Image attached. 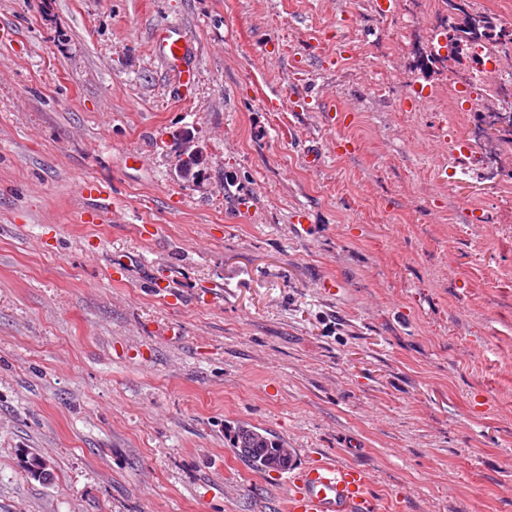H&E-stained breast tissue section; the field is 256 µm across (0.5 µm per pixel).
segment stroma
Here are the masks:
<instances>
[{
    "mask_svg": "<svg viewBox=\"0 0 512 512\" xmlns=\"http://www.w3.org/2000/svg\"><path fill=\"white\" fill-rule=\"evenodd\" d=\"M437 24L417 0H0V512H288L241 423L364 468L386 512H512V147L450 110ZM450 134L484 166H450ZM152 49L165 68L180 84L188 86L193 81L196 49L194 42L178 24H165L152 32Z\"/></svg>",
    "mask_w": 512,
    "mask_h": 512,
    "instance_id": "1",
    "label": "stroma"
}]
</instances>
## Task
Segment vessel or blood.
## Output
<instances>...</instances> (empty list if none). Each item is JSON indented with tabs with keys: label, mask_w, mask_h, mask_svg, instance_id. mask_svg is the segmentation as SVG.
Returning a JSON list of instances; mask_svg holds the SVG:
<instances>
[{
	"label": "vessel or blood",
	"mask_w": 512,
	"mask_h": 512,
	"mask_svg": "<svg viewBox=\"0 0 512 512\" xmlns=\"http://www.w3.org/2000/svg\"><path fill=\"white\" fill-rule=\"evenodd\" d=\"M152 49L180 84H191L196 49L180 25L165 24L154 29ZM287 480L291 490L289 512H380L378 501L369 491L368 472L335 459L301 466Z\"/></svg>",
	"instance_id": "b4317fda"
}]
</instances>
